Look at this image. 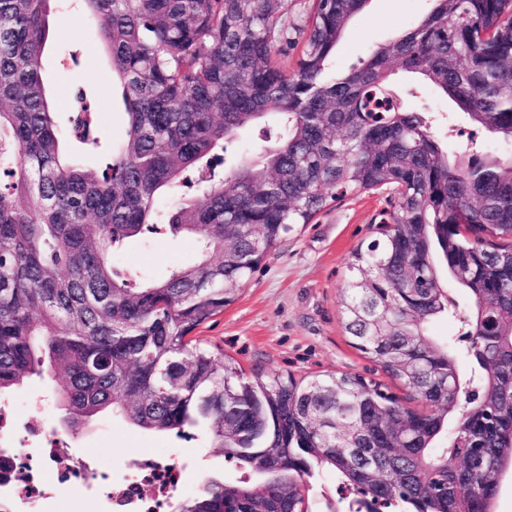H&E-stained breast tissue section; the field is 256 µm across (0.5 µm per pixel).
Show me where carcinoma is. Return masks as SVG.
Returning a JSON list of instances; mask_svg holds the SVG:
<instances>
[{"instance_id": "obj_1", "label": "carcinoma", "mask_w": 512, "mask_h": 512, "mask_svg": "<svg viewBox=\"0 0 512 512\" xmlns=\"http://www.w3.org/2000/svg\"><path fill=\"white\" fill-rule=\"evenodd\" d=\"M50 2L0 0V396L60 375L72 435L110 412L146 431H204L244 477L210 476L174 512H308L322 469L341 491L324 512H492L512 470V160L472 136L448 151L393 75L512 144V0H434L333 75L368 0H314L289 73L273 61L293 42L288 0H82L128 117L102 170L68 152L101 147L86 95L63 128L42 81ZM269 116L277 135L215 176L213 153ZM378 190L388 209L353 252L342 324L425 409L351 373L249 378L192 336L295 226ZM162 231L194 236L197 259L143 283L115 267ZM441 264L470 299L467 370L429 332L457 315Z\"/></svg>"}]
</instances>
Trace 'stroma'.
Listing matches in <instances>:
<instances>
[{
    "label": "stroma",
    "mask_w": 512,
    "mask_h": 512,
    "mask_svg": "<svg viewBox=\"0 0 512 512\" xmlns=\"http://www.w3.org/2000/svg\"><path fill=\"white\" fill-rule=\"evenodd\" d=\"M430 10V0H369L347 24L329 70L339 71L363 58L370 49L415 26ZM55 30L42 58V78L52 93L61 121L72 112L71 97L82 88L94 112L92 136L100 142L119 141L126 116L112 83L102 44L88 15L75 0H56L51 14ZM79 61L64 67L70 52ZM384 195L364 192L345 197L319 213L309 224L298 225L277 244L248 278L238 299L198 331L213 348L238 361L246 372H277L311 376L328 372L356 373L386 382L409 407L418 402L407 397L396 380L352 347L340 315V298L354 249L374 237ZM196 259L192 238L167 235L131 242L117 256L118 264L134 268L147 280L164 277L176 264ZM63 378H32L22 390L0 398V411L8 418L37 420L62 430L57 394ZM70 448L101 470L121 467L144 454L185 455L190 465L184 473L188 494L201 481L219 474L225 480L240 478V471L225 462L202 438L180 439L172 434L141 430L109 414L96 419L72 438ZM109 512L106 501L78 479L52 483L44 499L29 504L13 500V512Z\"/></svg>",
    "instance_id": "35a3bbf8"
}]
</instances>
